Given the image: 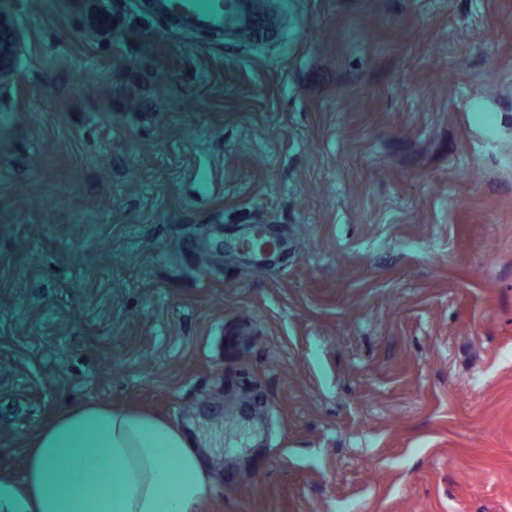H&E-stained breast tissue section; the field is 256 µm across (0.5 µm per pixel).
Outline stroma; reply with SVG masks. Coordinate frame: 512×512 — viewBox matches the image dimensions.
<instances>
[{
  "mask_svg": "<svg viewBox=\"0 0 512 512\" xmlns=\"http://www.w3.org/2000/svg\"><path fill=\"white\" fill-rule=\"evenodd\" d=\"M269 2L6 0L0 468L99 402L210 448L193 512H512V0ZM163 25H175L204 36L254 41L278 34L275 21L261 12L256 0H149ZM0 2V82L16 74V57L19 36L9 13L1 8Z\"/></svg>",
  "mask_w": 512,
  "mask_h": 512,
  "instance_id": "obj_1",
  "label": "stroma"
}]
</instances>
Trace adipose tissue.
I'll return each mask as SVG.
<instances>
[{
    "label": "adipose tissue",
    "instance_id": "obj_1",
    "mask_svg": "<svg viewBox=\"0 0 512 512\" xmlns=\"http://www.w3.org/2000/svg\"><path fill=\"white\" fill-rule=\"evenodd\" d=\"M209 484L205 456L185 430L86 403L35 434L22 479L0 471V512H192Z\"/></svg>",
    "mask_w": 512,
    "mask_h": 512
}]
</instances>
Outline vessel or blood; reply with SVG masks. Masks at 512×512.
Masks as SVG:
<instances>
[{"mask_svg":"<svg viewBox=\"0 0 512 512\" xmlns=\"http://www.w3.org/2000/svg\"><path fill=\"white\" fill-rule=\"evenodd\" d=\"M148 4L165 25L204 36L254 41L277 35L275 21L261 12L256 0H133V8Z\"/></svg>","mask_w":512,"mask_h":512,"instance_id":"vessel-or-blood-1","label":"vessel or blood"}]
</instances>
